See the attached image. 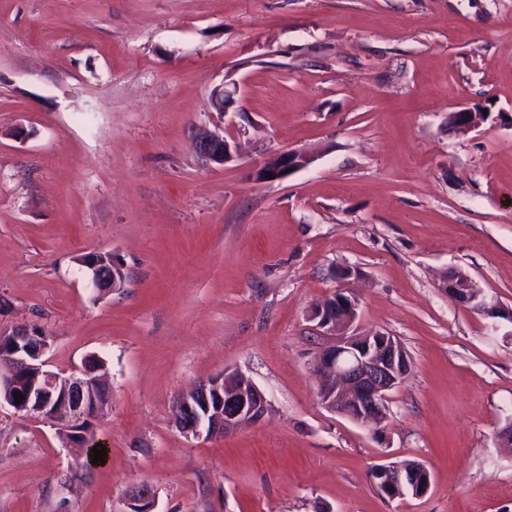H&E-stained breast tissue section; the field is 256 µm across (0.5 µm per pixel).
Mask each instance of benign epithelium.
Instances as JSON below:
<instances>
[{
    "label": "benign epithelium",
    "mask_w": 512,
    "mask_h": 512,
    "mask_svg": "<svg viewBox=\"0 0 512 512\" xmlns=\"http://www.w3.org/2000/svg\"><path fill=\"white\" fill-rule=\"evenodd\" d=\"M483 110L463 107L449 117L462 129L479 126ZM192 148L207 165H224L238 157L234 140L219 132L199 131L192 138ZM313 161L312 155L287 151L269 156L258 172L262 180H280L292 171ZM93 271L92 282L100 293L103 287L99 268L109 272L110 290H116L125 278L117 260L106 264L91 259L84 262ZM445 292L473 309L493 313L496 306L475 291L471 278L458 271L444 278ZM309 319L322 336L333 342L324 345L315 355L312 367L321 380L318 396L325 407L347 416L354 422L374 427L387 415V397L411 370L409 356L394 337L383 334H361L355 323L358 302L340 289L316 303ZM51 344L29 327H20L13 335L9 374L0 375V403L5 402L18 412L34 415L58 427L74 448L88 436L111 405V387L103 362L90 355L81 365L70 370L50 368L48 353ZM22 394V401L15 394ZM269 411L265 394L245 375L226 371L198 384L175 401V425L191 439H212L261 421ZM427 472L422 465L407 462L375 464L370 480H379L393 491L392 497H422L430 485L412 493L409 482L416 472ZM153 495L146 486H139L127 496V512H154Z\"/></svg>",
    "instance_id": "1"
}]
</instances>
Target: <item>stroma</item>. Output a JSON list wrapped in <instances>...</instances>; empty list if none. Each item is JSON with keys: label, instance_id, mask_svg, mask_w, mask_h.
<instances>
[{"label": "stroma", "instance_id": "obj_1", "mask_svg": "<svg viewBox=\"0 0 512 512\" xmlns=\"http://www.w3.org/2000/svg\"><path fill=\"white\" fill-rule=\"evenodd\" d=\"M464 104L491 120L454 128ZM218 126L240 154L208 166ZM287 151L315 160L257 179ZM93 251L123 288L98 295ZM341 287L411 361L378 437L311 369ZM32 324L52 369L104 361L105 459L0 405V512H126L142 485L155 512H512V0H0V330ZM227 370L268 414L184 437L175 397ZM412 460L423 497L368 478ZM192 148L206 164L224 165L238 157L236 143L223 133L199 131L192 138ZM112 256V263L110 265H106L105 262H101L100 260H96L95 262L92 259H88L87 261L81 260V262L85 266H90L93 271L92 274V282L95 288H98V291L101 294H105L111 291L117 290L119 279L125 278V273L122 265L116 260L114 254L112 252H108ZM100 267H104L105 271L109 272V279L112 280V286L109 289H105L102 284L101 277L98 275V271ZM443 287L445 292L451 294L458 302L469 305L473 309L490 314H493L496 309V306L490 304L486 297L475 291V285L471 278L459 271H454L449 276L446 275Z\"/></svg>", "mask_w": 512, "mask_h": 512}]
</instances>
